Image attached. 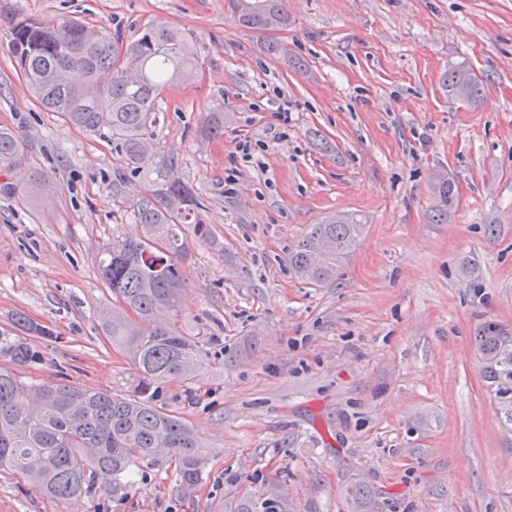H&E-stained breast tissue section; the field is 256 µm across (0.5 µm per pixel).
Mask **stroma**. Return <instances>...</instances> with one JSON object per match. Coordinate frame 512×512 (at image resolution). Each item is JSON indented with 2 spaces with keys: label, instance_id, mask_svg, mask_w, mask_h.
I'll use <instances>...</instances> for the list:
<instances>
[{
  "label": "stroma",
  "instance_id": "35a3bbf8",
  "mask_svg": "<svg viewBox=\"0 0 512 512\" xmlns=\"http://www.w3.org/2000/svg\"><path fill=\"white\" fill-rule=\"evenodd\" d=\"M287 8V28L271 33L236 25L224 0H0V127L28 146L0 174V327L21 313L53 332L33 340L39 363L15 367L20 391L135 396V367L103 340L112 296L94 254L140 235L133 208L157 174L130 171L106 135L40 106L9 51L10 19H77L126 42L149 25L182 32L199 70L162 94L147 145L214 230L183 262L181 327L203 336L205 366L155 398L210 450L194 499L176 497L159 458L135 463L119 491L97 475L71 506L0 472V512H224L269 482L294 512H347L340 489L353 478L378 492L380 512H512V430L473 347L481 323L512 328V0ZM271 38L284 53H267ZM457 66L481 81L477 104L449 97ZM218 110L223 135L201 138ZM245 136L261 166L242 162ZM437 173L459 189L439 222ZM333 213L365 229L335 282L315 286L289 269L288 249Z\"/></svg>",
  "mask_w": 512,
  "mask_h": 512
}]
</instances>
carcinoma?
Listing matches in <instances>:
<instances>
[{"label":"carcinoma","mask_w":512,"mask_h":512,"mask_svg":"<svg viewBox=\"0 0 512 512\" xmlns=\"http://www.w3.org/2000/svg\"><path fill=\"white\" fill-rule=\"evenodd\" d=\"M225 4L243 28L266 31L272 14L279 25H288L286 0ZM180 38L179 32L163 25L147 26L124 46L78 21L48 28L34 17H23L11 22L10 52L44 109L83 130L107 132L121 146L127 165L141 170L153 165L145 141L161 95L169 84L187 81L195 73L194 65L179 55ZM74 71L83 74V83L71 80ZM104 73L110 74L105 85L100 82ZM444 83L452 98L459 86H467V103L481 95L480 81L467 68L449 71ZM223 132L224 113H211L202 135L212 138ZM25 149L16 133L0 128V173L20 167ZM432 190L439 199L434 214L439 219L454 207L457 187L453 178L438 175ZM204 210L192 187L164 178L135 211L142 237L98 247L97 273L115 297V306L102 313L104 338L137 368L141 396L122 398L46 383L22 397L13 373L0 365V471L18 474L40 494L70 504L90 492L96 471L112 473L117 489L135 460L165 456L175 464L178 497H193L209 449L182 418L157 408L153 394L170 380L191 379L204 364L203 337L187 336L179 327L186 286L181 261L190 240L214 237ZM362 229L361 220L351 214L311 225L289 249V268L314 285L336 281ZM322 239L333 243L331 255L312 269L311 255ZM50 335L48 327L17 315L10 328L0 329V362H40L42 353L30 338ZM473 346L487 393L505 424L512 426V330L483 324L474 332ZM343 493L350 512H371L369 485L352 480ZM229 512H288V504L273 505L266 493H249L238 497Z\"/></svg>","instance_id":"obj_1"}]
</instances>
